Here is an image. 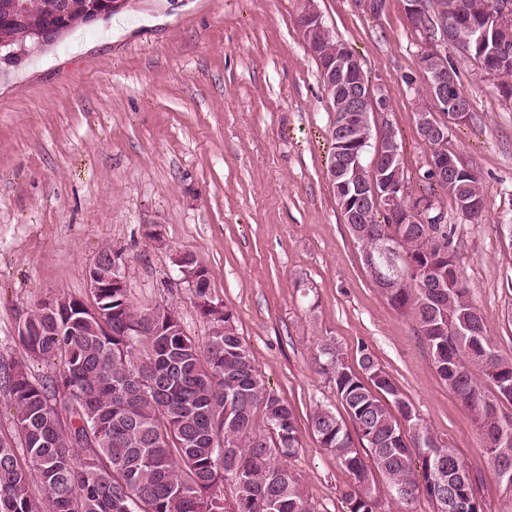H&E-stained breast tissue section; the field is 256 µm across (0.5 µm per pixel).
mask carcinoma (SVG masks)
I'll return each mask as SVG.
<instances>
[{
    "label": "carcinoma",
    "instance_id": "carcinoma-1",
    "mask_svg": "<svg viewBox=\"0 0 512 512\" xmlns=\"http://www.w3.org/2000/svg\"><path fill=\"white\" fill-rule=\"evenodd\" d=\"M23 13V26L0 25V44L17 42L59 20L57 0H8ZM435 13L452 14L454 37L473 44V59L491 76L510 75L496 64V33L479 34L478 19L458 10L461 0H427ZM86 0H70L68 28L84 23ZM391 130L381 149L353 145L363 164L377 161L387 183H407ZM472 168L453 174L456 192L433 184L423 199L455 206L463 198L484 201ZM335 197L347 209L358 203L354 183L336 178ZM362 268L373 284L371 260L390 259L433 271V283L402 277L381 294L414 323L436 372L471 414L486 442L487 462L512 493V356L497 349L472 302L454 241L446 224H410L375 211L368 224L349 225ZM196 271L192 302L208 325L199 346L180 318L160 305H137L126 288H98L92 303L73 300L52 309L44 302L19 316L17 337L33 360L60 358L63 368L36 381L26 367L6 372L17 411L21 447L0 439V512H321L309 501L288 465L301 443L293 408L269 388L249 344L238 332L232 308L215 297L207 269L186 255ZM355 370L340 349L325 340L316 364L334 386L349 421L330 407L311 414L321 447L350 476L340 492L349 512H387L374 485L385 477L402 504L426 500L432 512L464 503L485 512L480 473L442 444L421 421L402 389L366 344ZM24 459H19V455ZM40 484L41 498L30 492Z\"/></svg>",
    "mask_w": 512,
    "mask_h": 512
}]
</instances>
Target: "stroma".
Masks as SVG:
<instances>
[{
  "label": "stroma",
  "instance_id": "35a3bbf8",
  "mask_svg": "<svg viewBox=\"0 0 512 512\" xmlns=\"http://www.w3.org/2000/svg\"><path fill=\"white\" fill-rule=\"evenodd\" d=\"M336 38L384 84L417 192L429 149L416 107L423 36L402 0L380 17L353 0H317ZM299 0H127L58 44L19 48L0 66V365L30 375L21 313L59 294L90 300L86 272L105 246L126 258L134 301L174 308L197 343L208 326L176 256L192 254L233 309L268 386L295 410L301 441L289 467L321 512H346L350 478L321 448L309 415L337 406L315 363L331 338L348 364L365 344L442 443L480 470L485 512H512L467 410L434 368L408 317L364 275L329 184L333 113L296 25ZM471 104L448 147L481 177L487 209L473 221L444 200L459 265L499 352L512 355V98L498 78L454 56ZM160 229L165 243L147 236Z\"/></svg>",
  "mask_w": 512,
  "mask_h": 512
}]
</instances>
